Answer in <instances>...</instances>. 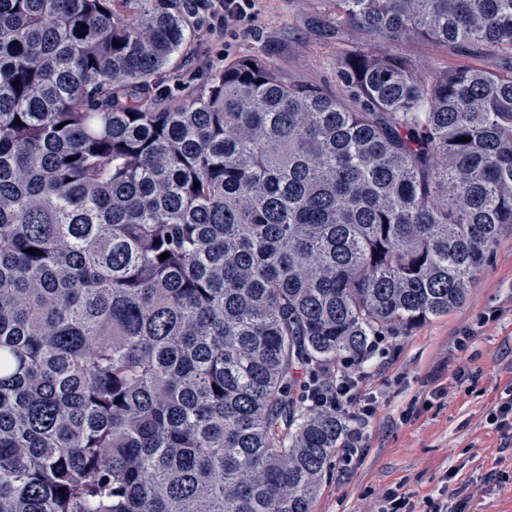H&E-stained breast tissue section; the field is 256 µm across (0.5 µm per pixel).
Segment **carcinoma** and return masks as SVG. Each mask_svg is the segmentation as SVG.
<instances>
[{
    "mask_svg": "<svg viewBox=\"0 0 512 512\" xmlns=\"http://www.w3.org/2000/svg\"><path fill=\"white\" fill-rule=\"evenodd\" d=\"M328 2L395 49L341 96L249 56L170 97L177 0H0V512H309L344 421L299 372L466 298L512 226V0ZM419 38L503 69L426 80Z\"/></svg>",
    "mask_w": 512,
    "mask_h": 512,
    "instance_id": "cac0c4a2",
    "label": "carcinoma"
}]
</instances>
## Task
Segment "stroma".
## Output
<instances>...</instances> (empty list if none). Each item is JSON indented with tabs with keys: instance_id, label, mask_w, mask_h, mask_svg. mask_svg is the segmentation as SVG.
Returning a JSON list of instances; mask_svg holds the SVG:
<instances>
[{
	"instance_id": "stroma-1",
	"label": "stroma",
	"mask_w": 512,
	"mask_h": 512,
	"mask_svg": "<svg viewBox=\"0 0 512 512\" xmlns=\"http://www.w3.org/2000/svg\"><path fill=\"white\" fill-rule=\"evenodd\" d=\"M328 0H256L248 35L225 44L204 12L188 15L194 33L171 65V94L201 87L232 60L269 57L292 80L336 94L337 54L353 45L387 52L364 31L329 29ZM402 55L425 79L459 66L495 68L498 56L467 55L416 40ZM355 399L375 398L367 418H347L363 435L357 467L330 457L310 512H386L388 491L408 512L464 504L465 512H512V430L492 424L512 392V228L504 227L465 300L447 314L379 337L359 367Z\"/></svg>"
}]
</instances>
